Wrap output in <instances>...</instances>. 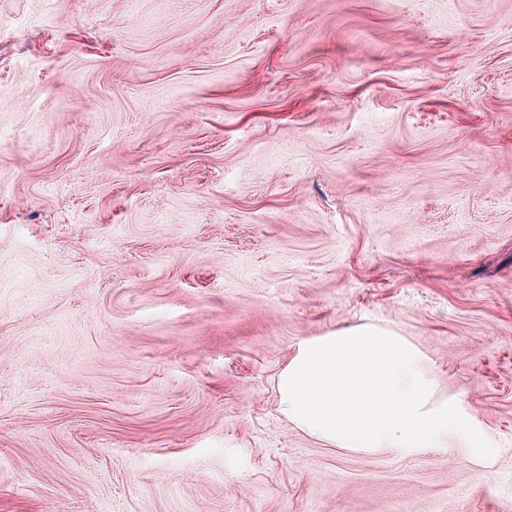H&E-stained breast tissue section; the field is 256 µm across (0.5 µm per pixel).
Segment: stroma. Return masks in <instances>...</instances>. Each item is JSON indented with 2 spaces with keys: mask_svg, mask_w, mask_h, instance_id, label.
Here are the masks:
<instances>
[{
  "mask_svg": "<svg viewBox=\"0 0 512 512\" xmlns=\"http://www.w3.org/2000/svg\"><path fill=\"white\" fill-rule=\"evenodd\" d=\"M364 325L491 458L279 412ZM0 512H512V0H0Z\"/></svg>",
  "mask_w": 512,
  "mask_h": 512,
  "instance_id": "1",
  "label": "stroma"
}]
</instances>
